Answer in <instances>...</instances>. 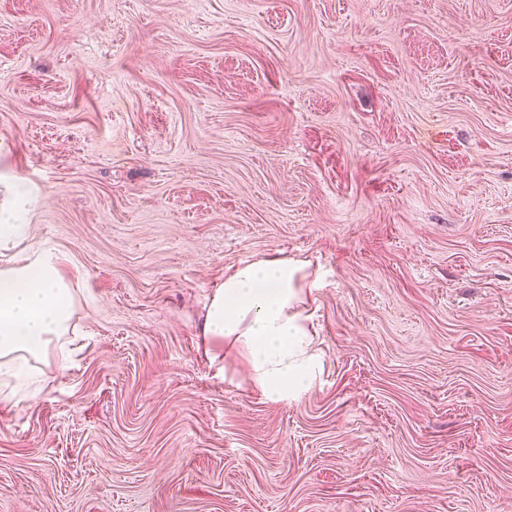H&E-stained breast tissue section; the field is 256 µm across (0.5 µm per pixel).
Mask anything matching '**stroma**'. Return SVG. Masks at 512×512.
<instances>
[{"mask_svg":"<svg viewBox=\"0 0 512 512\" xmlns=\"http://www.w3.org/2000/svg\"><path fill=\"white\" fill-rule=\"evenodd\" d=\"M14 176L80 291L0 512H512V0H0ZM266 256L318 279L294 401L200 331Z\"/></svg>","mask_w":512,"mask_h":512,"instance_id":"obj_1","label":"stroma"}]
</instances>
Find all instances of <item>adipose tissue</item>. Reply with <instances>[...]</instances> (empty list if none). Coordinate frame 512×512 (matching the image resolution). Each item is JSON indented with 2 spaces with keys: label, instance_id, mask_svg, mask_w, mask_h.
Returning a JSON list of instances; mask_svg holds the SVG:
<instances>
[{
  "label": "adipose tissue",
  "instance_id": "ef3b65f1",
  "mask_svg": "<svg viewBox=\"0 0 512 512\" xmlns=\"http://www.w3.org/2000/svg\"><path fill=\"white\" fill-rule=\"evenodd\" d=\"M14 204L0 209V366L21 376L27 357L47 355L71 334L79 286L64 275V257L27 247L18 213L31 201L22 178L10 185ZM304 261L261 258L242 263L214 288L204 306L202 333L214 342H242L250 379L263 396L300 398L322 370L321 353L305 299Z\"/></svg>",
  "mask_w": 512,
  "mask_h": 512
}]
</instances>
